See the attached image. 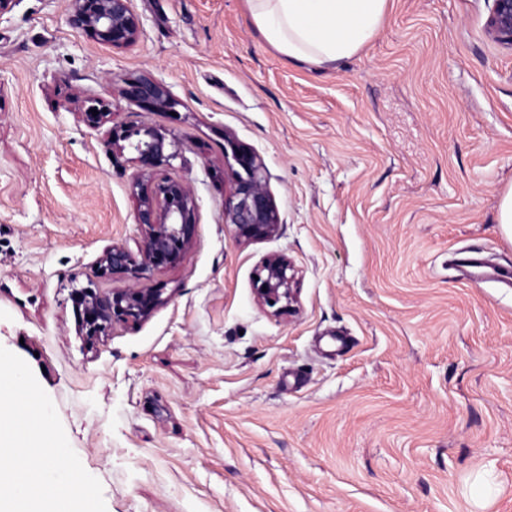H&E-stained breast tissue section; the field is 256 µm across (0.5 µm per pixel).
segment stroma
<instances>
[{"instance_id":"35a3bbf8","label":"stroma","mask_w":512,"mask_h":512,"mask_svg":"<svg viewBox=\"0 0 512 512\" xmlns=\"http://www.w3.org/2000/svg\"><path fill=\"white\" fill-rule=\"evenodd\" d=\"M137 43L69 23L68 0L0 15V346L53 401L107 512H512V51L491 0H389L359 53L290 61L246 0H132ZM179 102L146 112L121 79ZM173 131L168 176L197 204L165 301L95 344L69 293L105 248L135 246L131 151L86 126ZM258 154L276 235L224 221V138ZM270 254L296 270L293 315L262 305ZM485 33L494 43L512 49V0H493Z\"/></svg>"}]
</instances>
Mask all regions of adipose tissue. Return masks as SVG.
<instances>
[{"label":"adipose tissue","instance_id":"obj_1","mask_svg":"<svg viewBox=\"0 0 512 512\" xmlns=\"http://www.w3.org/2000/svg\"><path fill=\"white\" fill-rule=\"evenodd\" d=\"M266 41L288 59L330 66L361 51L382 25L388 0H246Z\"/></svg>","mask_w":512,"mask_h":512}]
</instances>
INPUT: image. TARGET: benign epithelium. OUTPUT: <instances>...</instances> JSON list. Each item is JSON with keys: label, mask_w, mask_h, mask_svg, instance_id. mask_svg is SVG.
Here are the masks:
<instances>
[{"label": "benign epithelium", "mask_w": 512, "mask_h": 512, "mask_svg": "<svg viewBox=\"0 0 512 512\" xmlns=\"http://www.w3.org/2000/svg\"><path fill=\"white\" fill-rule=\"evenodd\" d=\"M132 0H70L71 25L85 31L97 42L112 49L134 45L141 34V23ZM487 37L512 49V0H493L485 22ZM121 95L147 112L175 111L178 101L161 82L147 76L123 82ZM97 115H92V110ZM110 108L99 99L90 101L83 112L84 122L98 128L106 122ZM107 144L121 150L130 148L137 167L132 190L137 199L135 223L141 229L136 249L125 243L108 246L99 257L95 273L100 279L123 276L129 287L103 293L92 280L70 292L75 311L87 335L105 336L115 324H138L148 319L164 303L163 289L147 288L154 271L175 265L187 257L195 233L196 202L190 187L182 180L157 177L162 167L172 166L179 156V140L169 130L147 125L114 122L107 132ZM224 149L230 151L235 166L225 173L232 191L224 204V223L236 229L237 239L250 243L270 238L279 224L278 210L266 182L261 158L235 139L224 136ZM153 183L149 191L144 182ZM255 293L260 303L275 312L295 311L297 278L288 257L266 256L256 270Z\"/></svg>", "instance_id": "1"}]
</instances>
